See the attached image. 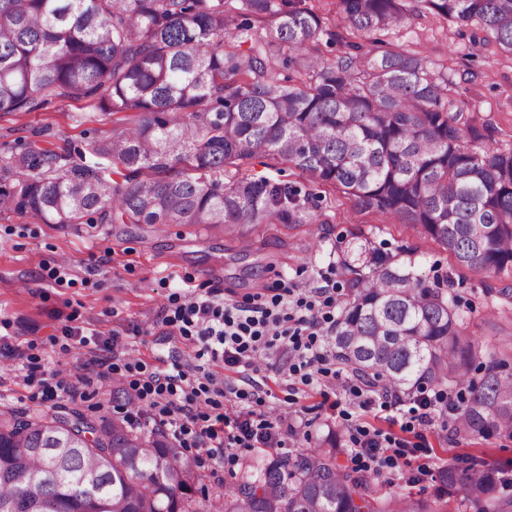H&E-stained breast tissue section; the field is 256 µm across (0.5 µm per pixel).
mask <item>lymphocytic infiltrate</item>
I'll list each match as a JSON object with an SVG mask.
<instances>
[{
  "mask_svg": "<svg viewBox=\"0 0 512 512\" xmlns=\"http://www.w3.org/2000/svg\"><path fill=\"white\" fill-rule=\"evenodd\" d=\"M162 322L173 334L199 343L195 361H175L161 369L143 361L121 366L98 359L91 379L81 376L71 382L52 372L50 381L41 384L44 399L61 393L72 397L90 380L101 383L122 370L136 372L126 388L129 397L144 404L155 424L180 447L203 449L209 459L220 462L236 448L284 447L286 436L297 428L285 419L272 424L255 412L254 404L263 401L255 389L236 390V398L246 403L236 416L221 413L224 385L206 371L205 361L254 372L268 350L285 347L293 358L290 377L320 386L341 377L336 353L326 341L336 325V286L331 282L310 288L291 283L272 294L255 293L243 303L226 302L211 289L173 302ZM349 391L385 412L402 431L396 438L369 425L352 429L348 460L358 470L379 474L402 473L411 457L425 448L426 427L455 408L444 391L408 397L360 375Z\"/></svg>",
  "mask_w": 512,
  "mask_h": 512,
  "instance_id": "obj_1",
  "label": "lymphocytic infiltrate"
}]
</instances>
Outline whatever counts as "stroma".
Returning a JSON list of instances; mask_svg holds the SVG:
<instances>
[{"instance_id": "35a3bbf8", "label": "stroma", "mask_w": 512, "mask_h": 512, "mask_svg": "<svg viewBox=\"0 0 512 512\" xmlns=\"http://www.w3.org/2000/svg\"><path fill=\"white\" fill-rule=\"evenodd\" d=\"M475 26L443 24L405 13L389 30L374 34L381 52L393 43L411 45L446 73L454 95L478 122L489 124L491 144L512 147V58L495 44H482ZM123 115H104L86 100L44 98L32 112H0V153L20 151L34 142L57 151L86 149L113 129ZM317 217L306 224H258L229 234L193 224H46L26 215H0V411L48 412L63 404L100 418L128 416L144 426L149 414L137 404L113 400L111 385L85 388L83 395L55 403L43 400L38 385H26L31 365L71 377L94 376L96 368L65 327L95 335L100 358L125 364L144 361L166 367L172 360H192L195 343L170 335L162 324L172 296L199 289H220L224 298L241 301L280 281L319 282L331 271L336 306L350 301L349 275L339 267L348 246L370 240L380 255L413 260L426 279L449 275L460 302L463 335L496 351L512 368V270L494 276L456 266L439 245L409 226L383 216L355 213L351 201L328 188L317 201ZM67 263L63 280L51 272ZM289 354L273 349L254 378L266 392L262 407L271 422L288 417L297 433L287 439V453L315 446L333 431L370 424L399 434V426L376 416L345 394L342 386L305 385L288 376ZM429 451L413 467L389 479L376 476L377 496L409 494L435 497L432 477H416L420 465L432 468L465 458L489 464L512 462V440H465L441 429L428 431ZM197 500L233 489L240 467L201 462Z\"/></svg>"}]
</instances>
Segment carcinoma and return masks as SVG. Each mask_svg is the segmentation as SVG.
<instances>
[{"instance_id":"1","label":"carcinoma","mask_w":512,"mask_h":512,"mask_svg":"<svg viewBox=\"0 0 512 512\" xmlns=\"http://www.w3.org/2000/svg\"><path fill=\"white\" fill-rule=\"evenodd\" d=\"M336 0L356 40L329 59L325 21L307 0H0V112L46 96L89 100L133 123L88 153L29 143L0 157V213L45 224H304L313 195L290 182L213 177L259 155L316 187L341 190L437 243L475 272L512 268V150L487 144L451 95L452 81L402 44L375 54L361 39L405 12L476 22L512 56V0ZM294 76L281 80L280 67ZM353 300L332 341L352 369L406 396L468 385L451 420L471 438L512 440V372L476 340L448 276L429 284L412 262L351 246ZM484 366L479 381L469 377ZM340 438L242 465L241 481L206 506L192 497L194 458L124 417L96 422L64 406L51 415L0 412V512H512L507 469L476 461L436 471L433 500L374 497L373 472L338 463Z\"/></svg>"}]
</instances>
